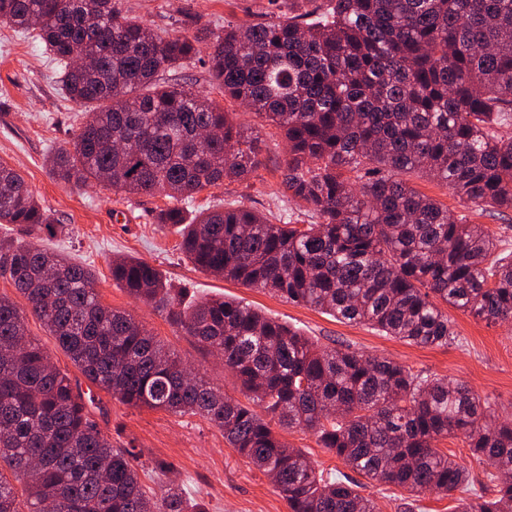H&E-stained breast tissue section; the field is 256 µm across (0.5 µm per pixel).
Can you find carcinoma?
<instances>
[{
  "label": "carcinoma",
  "instance_id": "1",
  "mask_svg": "<svg viewBox=\"0 0 512 512\" xmlns=\"http://www.w3.org/2000/svg\"><path fill=\"white\" fill-rule=\"evenodd\" d=\"M309 10L242 22L216 36L212 84L288 143L283 184L312 221L275 224L245 208L189 219L170 206L198 268L422 347L457 338L442 306L488 324L512 320V252L404 175H434L470 207L512 210V0H306ZM0 24L25 32L85 108L51 172L128 195L188 201L262 167L258 130L208 96L161 80L200 36L158 32L117 0H0ZM90 65L74 67L72 57ZM0 224L28 234L52 221L24 178L0 163ZM0 512H203L175 482L161 497L138 457L91 418L95 399L26 336L41 321L85 380L134 408L198 415L270 476L290 512H375L362 484L316 469L279 435L310 432L372 482L446 496L453 512H512V420L463 382L386 357L320 347L235 300L183 305L156 269L112 261V280L154 305L240 381L246 401L191 373L131 315L104 305L91 270L54 251L0 240ZM455 437L489 462L494 495L437 447Z\"/></svg>",
  "mask_w": 512,
  "mask_h": 512
}]
</instances>
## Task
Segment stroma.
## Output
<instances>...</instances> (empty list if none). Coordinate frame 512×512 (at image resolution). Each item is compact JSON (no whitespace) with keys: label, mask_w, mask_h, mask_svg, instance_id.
I'll return each instance as SVG.
<instances>
[{"label":"stroma","mask_w":512,"mask_h":512,"mask_svg":"<svg viewBox=\"0 0 512 512\" xmlns=\"http://www.w3.org/2000/svg\"><path fill=\"white\" fill-rule=\"evenodd\" d=\"M122 7L154 30L177 29L204 35L203 59L178 70L181 81L209 94L230 119L259 129L256 150L262 167L241 183L213 187L184 203L188 215L224 205L280 215L296 211L282 184L285 141L280 130L262 124L212 86L207 53L208 33L243 20L254 23L286 13L303 12L301 0H121ZM83 121L81 106L61 91L53 55L31 35L0 24V162L24 177L42 209L62 228L55 234L28 235L24 227L0 224V238L35 242L90 268L103 304L132 315L168 351L189 363L205 380L235 399L241 385L224 368L220 356L201 350L182 335L152 305L130 297L112 280L113 259L131 257L155 267L169 287L183 291L186 303L223 296L260 310L294 327L322 346L347 348L364 355L386 357L439 377L467 383L480 395L496 398L499 414L512 419V322L495 325L449 309L458 334L456 343L416 346L383 335L371 326L337 320L314 308L292 303L239 282L217 278L195 267L179 248L174 228L158 224L164 195H124L104 185L76 187L50 172L48 155L70 146ZM410 186L447 205L455 216L481 224L512 247V211L477 215L436 178L408 175ZM92 416L114 445L135 449L146 468L144 481L159 493L164 478L156 464L167 462L176 478L205 512H289L270 479L224 442L223 432L201 417L178 416L162 410L136 409L101 394Z\"/></svg>","instance_id":"35a3bbf8"}]
</instances>
